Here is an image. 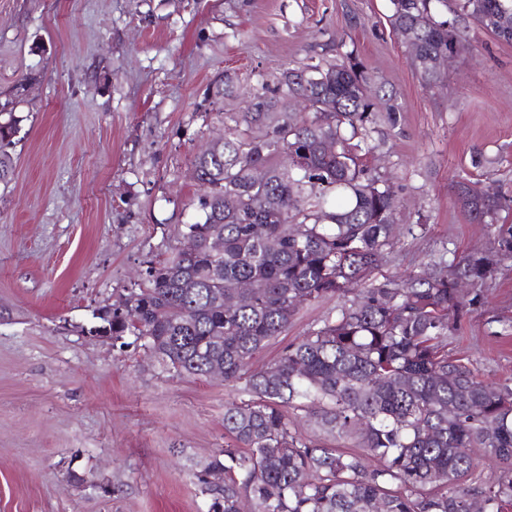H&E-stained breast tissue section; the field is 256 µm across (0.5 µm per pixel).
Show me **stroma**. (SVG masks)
Here are the masks:
<instances>
[{
    "instance_id": "35a3bbf8",
    "label": "stroma",
    "mask_w": 512,
    "mask_h": 512,
    "mask_svg": "<svg viewBox=\"0 0 512 512\" xmlns=\"http://www.w3.org/2000/svg\"><path fill=\"white\" fill-rule=\"evenodd\" d=\"M387 12L388 0H0V100L41 73L16 95L25 136L0 184V512H208L196 474L223 449L242 385L176 376L89 329L181 246L200 193L190 163L261 81L341 46L396 95L400 121L369 158L398 199L381 276L512 227L504 211L471 222L450 192L470 179L512 196V42L469 26L471 50L428 91ZM227 71L237 98L210 104ZM466 294L449 356L512 384V258ZM340 304L303 303L254 368Z\"/></svg>"
}]
</instances>
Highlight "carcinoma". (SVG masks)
<instances>
[{
  "mask_svg": "<svg viewBox=\"0 0 512 512\" xmlns=\"http://www.w3.org/2000/svg\"><path fill=\"white\" fill-rule=\"evenodd\" d=\"M389 2L391 27L414 30L406 47L427 89L442 81L438 59L462 45L460 22L512 42V0H456L451 17L448 0ZM237 88L224 72L209 95L222 100ZM296 97L310 110L289 108ZM13 104L0 102V184L12 179L22 131ZM398 112L339 45L333 59L261 84L246 111L224 122V137L191 162L203 193L198 219L179 236L193 239V250L149 262L88 330L152 352L176 375L207 379L220 364L224 383L244 384L249 399L224 410V460L196 474L209 512H240L244 497L252 512H469L476 495L484 512H512V385L478 380L446 350L464 307L458 282L491 277L490 250L371 282L394 246L396 198L367 157L379 124L397 125ZM256 168L265 182L253 181ZM454 195L477 223L512 205L466 179ZM230 283L251 285L244 304L225 303L240 292ZM331 297L345 299L336 316L283 347L276 374L251 368L301 303ZM297 411L344 444L300 434ZM486 462L497 475L485 476Z\"/></svg>",
  "mask_w": 512,
  "mask_h": 512,
  "instance_id": "1",
  "label": "carcinoma"
}]
</instances>
